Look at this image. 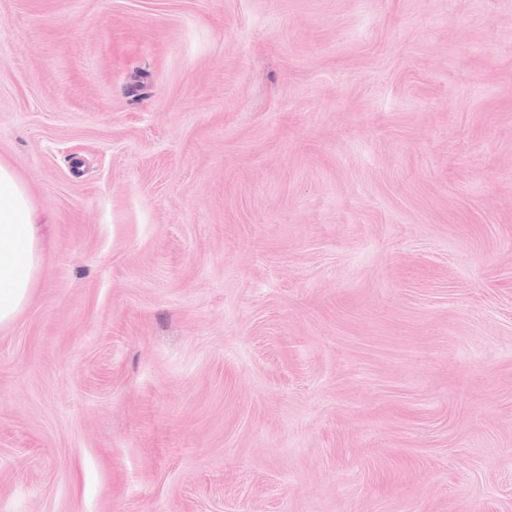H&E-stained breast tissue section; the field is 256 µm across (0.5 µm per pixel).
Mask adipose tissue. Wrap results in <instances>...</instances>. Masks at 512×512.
<instances>
[{
    "label": "adipose tissue",
    "instance_id": "obj_1",
    "mask_svg": "<svg viewBox=\"0 0 512 512\" xmlns=\"http://www.w3.org/2000/svg\"><path fill=\"white\" fill-rule=\"evenodd\" d=\"M40 268L35 216L26 189L0 164V325L25 305Z\"/></svg>",
    "mask_w": 512,
    "mask_h": 512
}]
</instances>
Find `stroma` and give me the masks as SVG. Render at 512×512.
<instances>
[{"mask_svg":"<svg viewBox=\"0 0 512 512\" xmlns=\"http://www.w3.org/2000/svg\"><path fill=\"white\" fill-rule=\"evenodd\" d=\"M0 163V512H512V0H0ZM35 216L26 189L0 164V325L25 305L40 268Z\"/></svg>","mask_w":512,"mask_h":512,"instance_id":"35a3bbf8","label":"stroma"}]
</instances>
